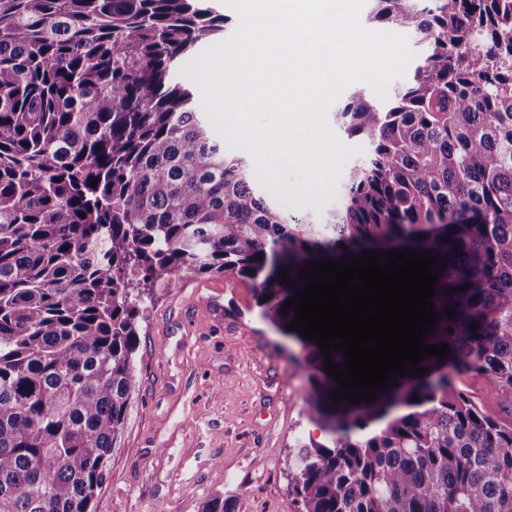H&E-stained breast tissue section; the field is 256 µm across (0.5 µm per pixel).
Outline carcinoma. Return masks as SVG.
I'll return each instance as SVG.
<instances>
[{
    "mask_svg": "<svg viewBox=\"0 0 512 512\" xmlns=\"http://www.w3.org/2000/svg\"><path fill=\"white\" fill-rule=\"evenodd\" d=\"M206 2L0 0V512H91L143 291L241 277L301 338L283 304L302 266L366 249L439 257L425 344L449 353L350 403L324 371L343 353L307 341L308 415L333 438L289 450L288 491L301 512H512V418L453 382L487 374L512 395V0H372L368 20L422 34L426 56L387 105L356 93L337 113L368 155L343 206L299 229L179 77L229 22Z\"/></svg>",
    "mask_w": 512,
    "mask_h": 512,
    "instance_id": "obj_1",
    "label": "carcinoma"
}]
</instances>
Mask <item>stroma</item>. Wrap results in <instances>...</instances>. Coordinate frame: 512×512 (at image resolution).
<instances>
[{
  "instance_id": "stroma-1",
  "label": "stroma",
  "mask_w": 512,
  "mask_h": 512,
  "mask_svg": "<svg viewBox=\"0 0 512 512\" xmlns=\"http://www.w3.org/2000/svg\"><path fill=\"white\" fill-rule=\"evenodd\" d=\"M142 307L136 387L92 512H199L217 495L232 512H300L284 459L296 440H329L306 415L307 349L233 275L186 276ZM454 383L490 417L512 414L488 375Z\"/></svg>"
}]
</instances>
